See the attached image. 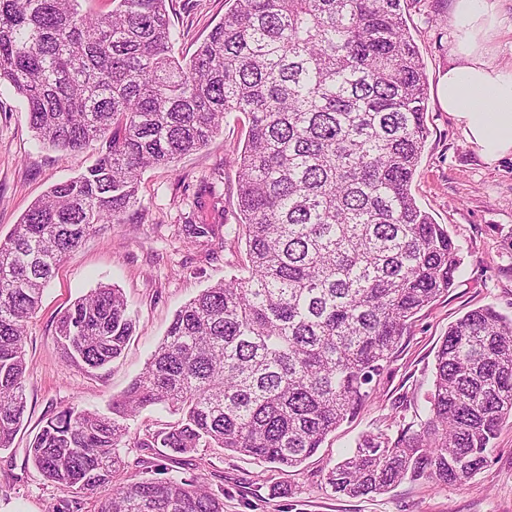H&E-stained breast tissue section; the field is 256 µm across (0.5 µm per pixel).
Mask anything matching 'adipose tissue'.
Returning <instances> with one entry per match:
<instances>
[{"label":"adipose tissue","instance_id":"ef3b65f1","mask_svg":"<svg viewBox=\"0 0 512 512\" xmlns=\"http://www.w3.org/2000/svg\"><path fill=\"white\" fill-rule=\"evenodd\" d=\"M499 0H454L452 60L438 98L487 161L512 153V70L488 57Z\"/></svg>","mask_w":512,"mask_h":512}]
</instances>
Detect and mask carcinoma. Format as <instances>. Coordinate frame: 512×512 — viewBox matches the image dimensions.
<instances>
[{
  "label": "carcinoma",
  "instance_id": "cac0c4a2",
  "mask_svg": "<svg viewBox=\"0 0 512 512\" xmlns=\"http://www.w3.org/2000/svg\"><path fill=\"white\" fill-rule=\"evenodd\" d=\"M0 0V83L26 104L43 143L97 163L54 185L0 240V449L26 411V327L45 287L84 239L139 204L143 170L205 146L246 115L237 159L248 275L203 290L109 412L68 407L27 460L49 483L107 493L101 512H224V499L169 469L129 475L119 448L200 442L295 468L371 398L411 319L449 292L461 256L411 184L428 138L427 76L403 0H232L187 61L171 55L167 0ZM208 243L214 225L185 224ZM134 321L101 285L58 319L56 342L78 367L119 357ZM148 407L174 426L129 437ZM427 421L366 433L326 474L337 496L389 492L404 480L463 483L512 418V318L492 306L448 326Z\"/></svg>",
  "mask_w": 512,
  "mask_h": 512
}]
</instances>
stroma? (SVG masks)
Here are the masks:
<instances>
[{"mask_svg":"<svg viewBox=\"0 0 512 512\" xmlns=\"http://www.w3.org/2000/svg\"><path fill=\"white\" fill-rule=\"evenodd\" d=\"M229 7L228 0H169L175 56L190 58ZM451 7L452 0H407L405 15L428 81L429 136L411 190L460 248L455 284L413 317L393 362L374 382L372 398L300 466L281 470L221 448H198L195 467L184 475L223 490L224 512H512L511 419L501 426L486 467L464 484L421 479L384 495L346 498L324 483L339 452L362 433L393 436L424 421L420 407L451 323L487 305L512 317V156L485 162L437 98L451 60ZM247 135L245 121L229 115L205 148L175 167L146 170L140 204L123 223L83 241L45 290L27 325L24 421L12 447L0 450V512H55L67 491L45 481L26 456L46 421L67 407L107 410L140 373L177 310L211 285L246 276L235 159ZM101 152L98 142L77 154L40 143L24 101L1 85L0 239L36 199L93 165ZM191 217L215 226L208 245L184 239L181 226ZM107 284L122 289L136 331L119 358L88 373L65 358L55 325L76 299Z\"/></svg>","mask_w":512,"mask_h":512,"instance_id":"35a3bbf8","label":"stroma"}]
</instances>
